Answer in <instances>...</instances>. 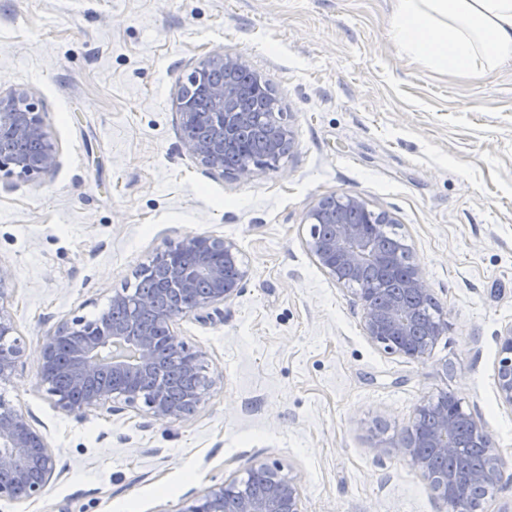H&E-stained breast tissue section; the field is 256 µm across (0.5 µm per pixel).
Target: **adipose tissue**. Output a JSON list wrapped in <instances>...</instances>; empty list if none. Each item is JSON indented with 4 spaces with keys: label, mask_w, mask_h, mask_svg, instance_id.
I'll use <instances>...</instances> for the list:
<instances>
[{
    "label": "adipose tissue",
    "mask_w": 512,
    "mask_h": 512,
    "mask_svg": "<svg viewBox=\"0 0 512 512\" xmlns=\"http://www.w3.org/2000/svg\"><path fill=\"white\" fill-rule=\"evenodd\" d=\"M398 52L480 80L512 59V0H397Z\"/></svg>",
    "instance_id": "adipose-tissue-1"
}]
</instances>
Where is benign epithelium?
I'll return each instance as SVG.
<instances>
[{
	"label": "benign epithelium",
	"mask_w": 512,
	"mask_h": 512,
	"mask_svg": "<svg viewBox=\"0 0 512 512\" xmlns=\"http://www.w3.org/2000/svg\"><path fill=\"white\" fill-rule=\"evenodd\" d=\"M249 69L242 54H215L191 73L193 81L207 80L214 73ZM208 104L194 108L178 92L177 109L183 132V149L203 165L224 171V150L236 132L253 120L254 113L236 106V88L224 79L207 84ZM277 134L293 143L287 113H266ZM283 153L271 139L264 155L246 165L229 169L236 179H248L256 169H277ZM57 166V155L45 128L43 113L25 90L0 94V172L19 178L46 175ZM308 248L322 271L347 287L359 281L365 270L374 269L385 278H398V293L379 303L375 289L356 288L365 336L412 360L425 358L447 327L445 321L420 334L407 301L431 296L419 267L401 265L397 255L379 252L372 228L394 224L386 211L376 212L360 197L331 194L308 210ZM195 262L186 265L180 255ZM233 240L193 235L156 254L150 271L156 277L153 294L133 296L127 290L112 295L110 307H125L132 318L112 320L110 311L93 321L75 317L58 324L44 338L39 352L38 380L67 414L84 416L120 407L143 411L157 421L176 420L192 413L202 403L213 379L202 375L206 353L190 347L178 336V319L223 305L238 295L248 271ZM11 274L0 267V381L9 380L24 355L14 339V327L5 314ZM499 360L495 381L499 400L512 407V324L497 335ZM465 427L472 443L484 449L488 464L465 472H448L435 465L434 457L460 451L454 441L456 429ZM428 481L431 490L454 512H471L468 494L473 489L496 487L503 482L504 465L493 448L483 424L462 412L457 398L443 393L425 400L415 410L392 446ZM264 491L245 490L247 480L233 478L206 488L190 500L182 512H302L296 480L277 464L265 465ZM57 477L56 457L45 438L15 405L0 399V500L24 504L42 496Z\"/></svg>",
	"instance_id": "benign-epithelium-1"
}]
</instances>
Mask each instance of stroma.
Returning a JSON list of instances; mask_svg holds the SVG:
<instances>
[{
	"label": "stroma",
	"instance_id": "1",
	"mask_svg": "<svg viewBox=\"0 0 512 512\" xmlns=\"http://www.w3.org/2000/svg\"><path fill=\"white\" fill-rule=\"evenodd\" d=\"M395 3L0 0V93H30L57 152L49 174L0 173V267L24 350L0 397L61 471L0 512H182L273 463L304 512H451L391 448L445 392L509 474L483 512H512V408L495 386L496 336L512 324V60L474 81L404 57ZM222 53L270 80L295 142L247 180L182 148L178 87ZM333 193L396 219L448 324L425 359L371 343L308 252L306 213ZM188 235L234 240L249 270L233 300L178 321L207 354L202 405L167 422L60 411L38 383L44 337L98 317Z\"/></svg>",
	"mask_w": 512,
	"mask_h": 512
}]
</instances>
